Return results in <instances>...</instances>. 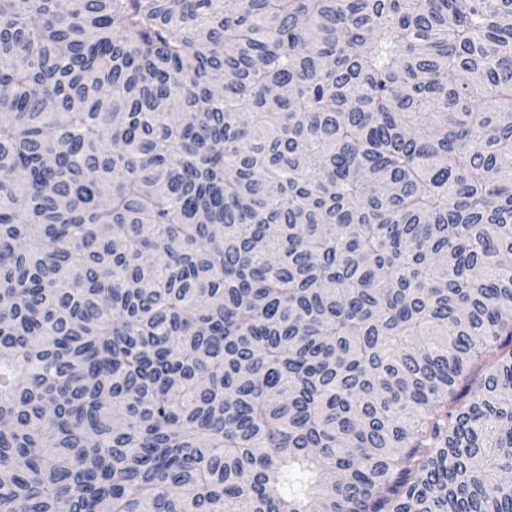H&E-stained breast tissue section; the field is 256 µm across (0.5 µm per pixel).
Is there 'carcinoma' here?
<instances>
[{
	"label": "carcinoma",
	"instance_id": "carcinoma-1",
	"mask_svg": "<svg viewBox=\"0 0 512 512\" xmlns=\"http://www.w3.org/2000/svg\"><path fill=\"white\" fill-rule=\"evenodd\" d=\"M0 512H512V0H0Z\"/></svg>",
	"mask_w": 512,
	"mask_h": 512
}]
</instances>
